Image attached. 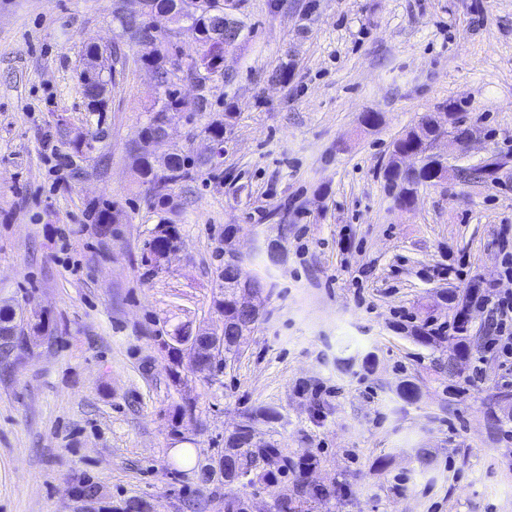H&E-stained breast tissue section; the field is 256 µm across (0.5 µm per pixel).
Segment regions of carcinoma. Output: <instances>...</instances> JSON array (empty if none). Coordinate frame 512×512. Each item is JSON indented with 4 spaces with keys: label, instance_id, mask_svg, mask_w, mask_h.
I'll return each mask as SVG.
<instances>
[{
    "label": "carcinoma",
    "instance_id": "carcinoma-1",
    "mask_svg": "<svg viewBox=\"0 0 512 512\" xmlns=\"http://www.w3.org/2000/svg\"><path fill=\"white\" fill-rule=\"evenodd\" d=\"M223 0H147V15L168 17V33L162 35L147 19L127 14L120 10L114 11L115 19L128 36L131 43L139 48V60L147 68L157 74L159 81L156 97L149 110L147 121L143 124L139 136L149 145V149L140 152L131 149L132 166L139 183L148 186L159 202L166 203L169 191L177 184L202 171L216 167L212 161L194 155L172 154L166 149L162 139L161 125L169 112H203L208 100L202 95L198 101H188L180 93L178 82L188 76L197 81L201 88L214 74H224V37L211 36L214 12L221 9ZM186 30L194 37V54L187 64V69H173L169 59L173 55L184 56V50L174 41L175 34ZM99 50L91 47L86 51L87 63L79 74L83 92L92 90V84L105 85L106 66L99 62ZM224 119L213 120L203 128V133L219 143L226 141L225 130L231 129L232 120L236 115V103L232 100L224 102ZM459 106L448 104L446 112H430L423 116L418 125L410 128L392 145L389 160L384 170V178L390 190L396 192V200L401 204L411 205L417 199L421 187L443 180L430 164L423 165L417 171H402L397 163V155L403 150H414L420 154L428 151L441 134L444 122L448 117L455 116ZM509 163V155L494 154L484 164L474 170L483 178H496V174ZM178 235L175 227L160 228L156 235L147 243L150 260L158 263L176 249ZM224 280V291L221 298L215 300V306L224 313V334L228 339L224 349L208 355L212 365L225 368L234 361L239 352V344L235 337L244 336L255 328V322L244 318L239 309V296L243 288L248 287L256 292L271 291L273 285L257 275L247 276L241 267L224 266L220 272ZM273 417L267 410L248 412L245 420L233 430L224 434V451L207 464H200L197 469L211 473L224 472V512H247V504L240 495V488L254 484L253 475L262 470L267 474L272 471L288 470V458L282 456L278 446L268 442L256 445L251 440L254 432V421L257 416Z\"/></svg>",
    "mask_w": 512,
    "mask_h": 512
}]
</instances>
